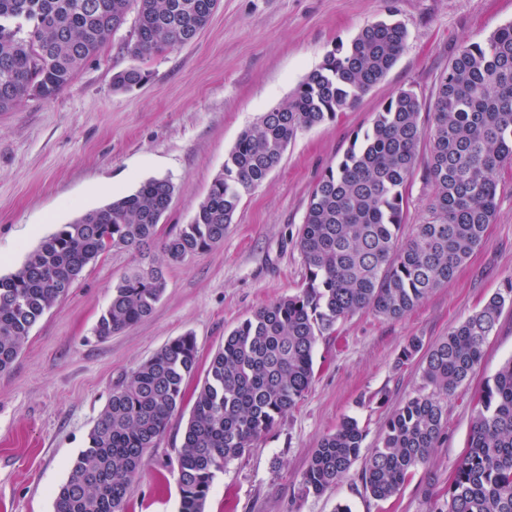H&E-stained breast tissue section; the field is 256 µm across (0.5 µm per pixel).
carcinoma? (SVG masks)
I'll list each match as a JSON object with an SVG mask.
<instances>
[{
	"label": "carcinoma",
	"instance_id": "1",
	"mask_svg": "<svg viewBox=\"0 0 512 512\" xmlns=\"http://www.w3.org/2000/svg\"><path fill=\"white\" fill-rule=\"evenodd\" d=\"M219 0H0V112L27 97L50 100L136 12L131 54L186 45L184 34L208 25ZM407 45L391 19L364 26L339 44L287 101L246 129L197 205L192 221L162 242L160 255L125 275L94 329L99 338L149 317L166 289L164 268L224 240L242 195L264 182L298 132L333 120L379 83ZM136 67L112 76V90L143 82ZM411 90L391 97L336 167L310 195L297 236L307 272L296 295L243 320L212 356L177 456L179 512H205L215 473L295 408L314 378L313 351L336 322L368 309L389 320L448 284L483 245L496 210L495 172L512 164V24L482 42H464L434 89L432 117L420 124ZM423 179L432 195L424 220L404 235L408 185L423 141ZM176 186L151 178L133 193L84 213L47 237L11 274L0 277V373L17 360L30 331L69 292L83 269L108 248L144 252L153 244ZM512 287L428 348L411 338L400 362L426 350L432 386L399 405L361 471L365 490L386 501L425 464L447 428L441 399L465 385ZM191 334L144 361L112 391L69 476L54 512H125L144 455L155 447L185 400L196 369ZM468 449L444 495L429 512H512V359L474 397ZM364 431L343 420L325 435L301 475L295 499L318 496L360 456Z\"/></svg>",
	"mask_w": 512,
	"mask_h": 512
}]
</instances>
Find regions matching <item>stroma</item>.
<instances>
[{
  "label": "stroma",
  "mask_w": 512,
  "mask_h": 512,
  "mask_svg": "<svg viewBox=\"0 0 512 512\" xmlns=\"http://www.w3.org/2000/svg\"><path fill=\"white\" fill-rule=\"evenodd\" d=\"M394 18L407 45L386 77L351 109L299 132L266 181L243 194L221 244L170 265L153 314L98 339L94 328L112 288L140 261L110 249L34 326L10 372L0 375V512H54L88 434L113 389L171 340L193 334L199 388L224 338L254 311L300 291L306 269L296 246L309 197L357 134L398 91L410 89L428 122L438 77L463 41L485 40L512 23V0H220L190 44L131 55L134 17L55 98L30 97L0 112V275L61 225L132 193L150 178L177 192L159 236L190 223L239 135L279 105L328 51L365 25ZM136 67L146 79L113 92L112 75ZM497 211L484 244L447 285L398 320L363 310L319 338L313 382L296 407L216 474L206 512H429L428 491L445 492L465 453L471 400L512 356V305L505 306L466 385L444 398L447 435L425 466L386 501L360 482L363 460L322 495L294 501L318 442L345 418L363 429V449L406 399L427 392L423 358L401 361L414 336L439 341L496 293L512 287V166L497 171ZM191 404L172 416L149 449L127 512H179L176 459Z\"/></svg>",
  "instance_id": "35a3bbf8"
}]
</instances>
